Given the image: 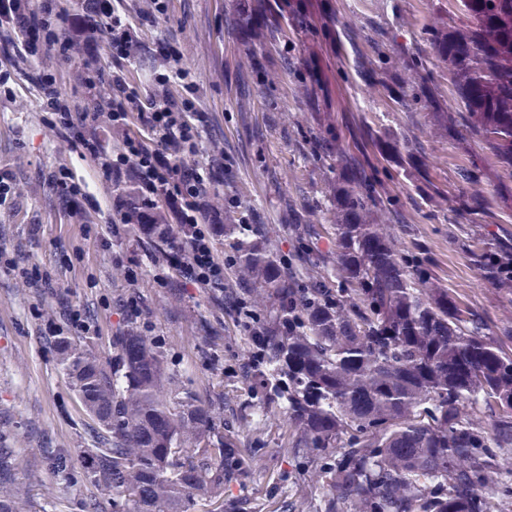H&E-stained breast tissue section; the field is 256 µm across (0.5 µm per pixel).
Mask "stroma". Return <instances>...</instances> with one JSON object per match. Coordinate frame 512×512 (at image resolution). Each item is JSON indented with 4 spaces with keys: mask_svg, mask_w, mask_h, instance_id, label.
<instances>
[{
    "mask_svg": "<svg viewBox=\"0 0 512 512\" xmlns=\"http://www.w3.org/2000/svg\"><path fill=\"white\" fill-rule=\"evenodd\" d=\"M303 8L305 27L292 39L291 52L302 72L317 79L322 90L307 102L292 83L274 87L241 86L242 30L236 0H172L167 22L157 31L140 33L142 52L131 68L144 78L162 68L156 41L167 38L196 76L197 96L211 117L206 156L225 163L223 187L211 197L214 206L238 202L250 222L268 225L281 250L291 246L289 204L314 208L318 223L329 211L325 184L307 142L319 134L325 118L353 154H366L378 168L385 161L370 137L382 130L403 135L423 121V111L408 113L380 97L355 71V55L345 40L348 27L387 30L389 51H410L428 62L449 111L461 101L446 67L434 64L422 30L435 9L449 22L463 24L460 0H288ZM29 67L17 60L9 93H0V167L14 176L16 194L0 207V245L12 254L41 263L50 285L37 288L0 268V438L15 451L17 477L30 490L32 512H81L82 500L94 489L79 475L56 476L49 470L47 448L78 454L87 447L89 419L61 369L55 350L42 339L49 323L59 322L61 308L89 310L99 351L110 349L122 330V305L135 299L142 321L160 338L169 373L179 386L212 405L231 421L240 448L251 453L246 486L225 487L228 497H247L251 512H281L285 502L304 512H325L330 487L316 467L294 470L288 462V411L282 404L254 401L239 368L252 350L243 328L224 321V306L214 292L193 287L181 274L167 283L155 281L156 261L163 252L146 236L116 224L115 194L110 182L96 178L75 145L45 123L39 95L29 83ZM423 155L424 175H395L392 194L400 199L411 224H392L399 249L425 245L437 263L444 286L478 313L490 335L512 325V294L492 293L482 279L484 260L512 256V198L505 197L495 159L474 140L449 137L440 143L414 146ZM484 169L481 192L493 205L479 219L461 217L458 192L461 169ZM72 171L89 184L90 198L79 207L65 206L49 187L47 175ZM439 191L452 209L431 216L427 195ZM143 270L137 283L127 271Z\"/></svg>",
    "mask_w": 512,
    "mask_h": 512,
    "instance_id": "1",
    "label": "stroma"
}]
</instances>
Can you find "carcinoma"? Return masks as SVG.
Instances as JSON below:
<instances>
[{
	"instance_id": "cac0c4a2",
	"label": "carcinoma",
	"mask_w": 512,
	"mask_h": 512,
	"mask_svg": "<svg viewBox=\"0 0 512 512\" xmlns=\"http://www.w3.org/2000/svg\"><path fill=\"white\" fill-rule=\"evenodd\" d=\"M462 6L468 24L438 13L425 35L460 94L453 127L478 137L508 175L512 0ZM356 64L403 110L432 108L421 136L448 139L440 91L417 56L362 51ZM279 70L304 83L292 55L280 56ZM311 153L334 175L332 274L314 271L317 228L295 227L284 255L263 225L224 213L236 275L224 313L260 335L240 372L253 396L288 409L299 467L329 474L325 512H485L498 450L512 447V353L442 286L420 244L396 248L390 201L333 130L314 136ZM479 175L476 164L459 173L477 204ZM50 343L91 421L81 474L101 497L83 512H248V500L224 498V485L248 480L250 456L167 374L156 337L127 327L112 337L110 363L64 329ZM14 468L0 448V512H31Z\"/></svg>"
}]
</instances>
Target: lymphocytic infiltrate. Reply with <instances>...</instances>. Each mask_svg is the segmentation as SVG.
<instances>
[{
  "mask_svg": "<svg viewBox=\"0 0 512 512\" xmlns=\"http://www.w3.org/2000/svg\"><path fill=\"white\" fill-rule=\"evenodd\" d=\"M129 20L112 0H91L86 14L72 12L62 0H0V43L12 45L34 64L45 121L59 136L81 147V155L118 192L115 211L122 224L160 229L168 249L156 279L180 272L195 287L223 289L224 262L215 242L224 213L211 203L224 183V166L204 157L209 117L195 82L176 48L165 39L157 50L166 66L145 87L133 86L126 70L141 48L137 31L168 18V0ZM84 52L73 78L96 100L97 111L81 112L58 91L56 77L42 62L70 60L76 46ZM184 92L169 93L171 84ZM110 126L100 133L98 118Z\"/></svg>",
  "mask_w": 512,
  "mask_h": 512,
  "instance_id": "f902f5d3",
  "label": "lymphocytic infiltrate"
}]
</instances>
